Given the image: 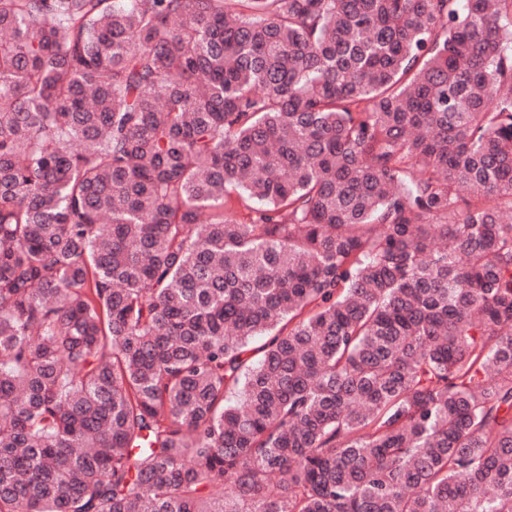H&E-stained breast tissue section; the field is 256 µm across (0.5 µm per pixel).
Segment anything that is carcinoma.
<instances>
[{
	"label": "carcinoma",
	"instance_id": "1",
	"mask_svg": "<svg viewBox=\"0 0 512 512\" xmlns=\"http://www.w3.org/2000/svg\"><path fill=\"white\" fill-rule=\"evenodd\" d=\"M509 218L512 0H0V512H512Z\"/></svg>",
	"mask_w": 512,
	"mask_h": 512
}]
</instances>
